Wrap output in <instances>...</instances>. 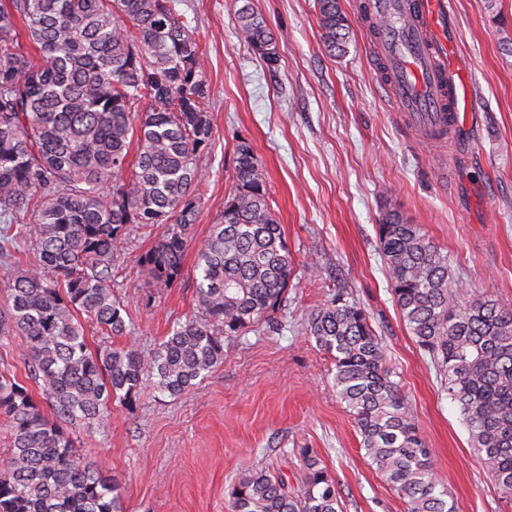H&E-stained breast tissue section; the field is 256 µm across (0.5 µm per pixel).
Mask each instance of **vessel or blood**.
Instances as JSON below:
<instances>
[{"label": "vessel or blood", "mask_w": 512, "mask_h": 512, "mask_svg": "<svg viewBox=\"0 0 512 512\" xmlns=\"http://www.w3.org/2000/svg\"><path fill=\"white\" fill-rule=\"evenodd\" d=\"M365 9L378 24L373 49L395 111L428 134L457 127L474 100L436 43L430 0H365Z\"/></svg>", "instance_id": "b4317fda"}]
</instances>
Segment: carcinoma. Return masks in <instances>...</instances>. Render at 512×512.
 <instances>
[{"instance_id":"carcinoma-1","label":"carcinoma","mask_w":512,"mask_h":512,"mask_svg":"<svg viewBox=\"0 0 512 512\" xmlns=\"http://www.w3.org/2000/svg\"><path fill=\"white\" fill-rule=\"evenodd\" d=\"M240 2L241 36L276 66V37L251 0ZM317 8L325 46L345 51L339 0ZM209 100L206 51L172 0H0V338H23L28 378L52 410L0 369L11 428L0 512H123L118 481L81 457L67 427L98 421L146 384L182 394L223 364L224 343L278 324L293 258L264 166L241 142L224 213L196 256L194 313L146 350L87 343V323L104 336L136 334L112 290L126 225L157 229L140 258L154 287L180 276L205 180L199 159L212 145ZM377 244L406 328L511 500L512 309L461 296L448 254L396 206L377 224ZM27 249L38 261L23 269ZM304 333L332 356L336 396L404 512H454L366 311L338 291ZM301 455L295 487L243 469L230 512H343L335 479L312 449Z\"/></svg>"}]
</instances>
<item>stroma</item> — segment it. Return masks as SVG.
<instances>
[{
	"label": "stroma",
	"mask_w": 512,
	"mask_h": 512,
	"mask_svg": "<svg viewBox=\"0 0 512 512\" xmlns=\"http://www.w3.org/2000/svg\"><path fill=\"white\" fill-rule=\"evenodd\" d=\"M252 3L278 40L276 67L243 42L236 0H176L208 58L206 183L173 286L152 288L139 258L155 237L130 224L112 289L145 348L192 315L196 253L224 210L245 141L267 171L294 258L288 306L276 329L231 341L223 365L190 391L146 387L113 403L78 430L77 447L119 482L124 512H228L242 469L265 466L296 483L303 448L335 479L344 512H402L336 396L331 356L304 334L310 312L344 288L383 341L455 512H512L404 325L376 240L385 208L399 206L447 252L457 288L512 305V0H455L449 25L475 109L435 147L391 111L357 0H340L351 27L342 55L323 43L316 0Z\"/></svg>",
	"instance_id": "1"
}]
</instances>
